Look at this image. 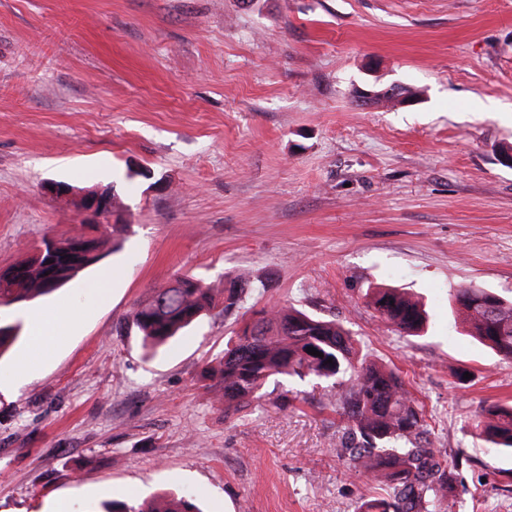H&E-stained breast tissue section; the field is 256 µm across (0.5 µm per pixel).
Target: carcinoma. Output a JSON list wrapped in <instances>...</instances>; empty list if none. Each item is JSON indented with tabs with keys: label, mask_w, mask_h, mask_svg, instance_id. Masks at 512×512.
I'll list each match as a JSON object with an SVG mask.
<instances>
[{
	"label": "carcinoma",
	"mask_w": 512,
	"mask_h": 512,
	"mask_svg": "<svg viewBox=\"0 0 512 512\" xmlns=\"http://www.w3.org/2000/svg\"><path fill=\"white\" fill-rule=\"evenodd\" d=\"M419 91L402 87L361 103L392 102ZM107 239L48 238L26 259L0 268V307L26 302L54 291L85 268L98 263ZM177 288H157L132 313L131 327L151 346L164 344L200 316L222 307L229 313L244 307L253 293L240 274L224 286V298L192 276L174 278ZM368 304L379 317L405 336L424 328L423 305L397 288H374ZM452 313L468 335L496 354L512 358V300L478 287L452 295ZM226 341L217 367L205 370V388L224 404V415L263 396L272 378L313 377L332 382L336 399L330 405L350 423L342 449L362 466L372 482L387 487L362 504V512H447L443 500L453 491L448 461L441 460L431 439L424 406L400 375L361 356L351 332L334 320L293 307L253 312ZM323 353L313 356L308 348ZM476 434L498 451L512 453V405L493 403L475 415ZM105 512H201L189 494L163 496L138 507L114 501Z\"/></svg>",
	"instance_id": "cac0c4a2"
}]
</instances>
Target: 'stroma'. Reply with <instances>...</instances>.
<instances>
[{"label":"stroma","instance_id":"stroma-1","mask_svg":"<svg viewBox=\"0 0 512 512\" xmlns=\"http://www.w3.org/2000/svg\"><path fill=\"white\" fill-rule=\"evenodd\" d=\"M420 90L360 108L359 90ZM512 0H0V267L43 238L121 244L68 285L0 310V512H98L179 490L202 512H361L328 382L290 378L225 414L200 381L244 321L213 310L155 350L128 330L178 275L249 307L335 319L424 405L451 512H512V454L479 439L512 401V359L449 298H512ZM112 189L91 223L45 192ZM122 225L113 233V225ZM107 297H100V287ZM426 305L392 331L367 291ZM66 310L54 339L30 317ZM26 362L31 377L15 373ZM301 397L281 406V390ZM249 286L250 279L245 274H240L225 284L223 290L224 298L221 301L224 313H229L236 308L244 307L254 291L253 288H248Z\"/></svg>","mask_w":512,"mask_h":512}]
</instances>
